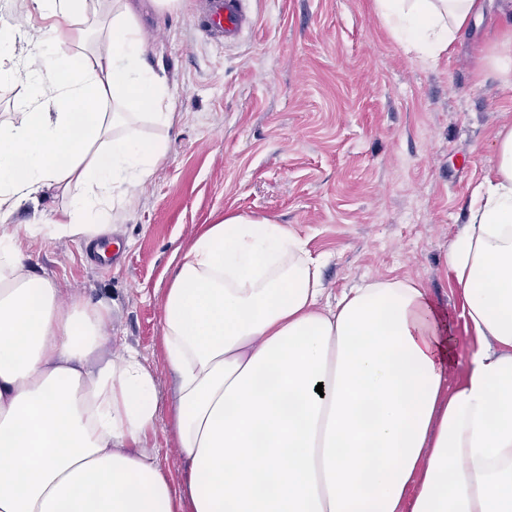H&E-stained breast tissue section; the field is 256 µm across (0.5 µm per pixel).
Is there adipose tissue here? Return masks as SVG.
<instances>
[{
	"mask_svg": "<svg viewBox=\"0 0 512 512\" xmlns=\"http://www.w3.org/2000/svg\"><path fill=\"white\" fill-rule=\"evenodd\" d=\"M33 2L34 21L0 23V84L21 86L19 119L0 122V512H512V126L448 247L477 339L466 362L416 281L322 304L321 262L269 218L224 213L174 249L162 344L175 483L141 447L153 373L132 350L100 358L107 307L61 302L19 245L111 234L110 210L166 152L128 125L170 126L166 80L129 0H113L98 50L81 25L93 0ZM375 6L435 60L486 0ZM58 190L73 197L47 224H13Z\"/></svg>",
	"mask_w": 512,
	"mask_h": 512,
	"instance_id": "obj_1",
	"label": "adipose tissue"
}]
</instances>
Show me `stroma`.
<instances>
[{"mask_svg": "<svg viewBox=\"0 0 512 512\" xmlns=\"http://www.w3.org/2000/svg\"><path fill=\"white\" fill-rule=\"evenodd\" d=\"M256 26L225 44L199 24L206 0L143 12L153 69L167 79L173 124L139 117L168 149L150 180L112 212L101 258L70 238L24 239L35 272L61 297L106 304L112 344L155 375L162 412L142 445L167 476L182 464L168 409L175 378L161 319L173 249L214 214H258L288 225L322 261L325 295L364 280L419 282L453 319L459 352L475 343L448 244L467 222L474 183L495 161L494 137L512 124V85L483 62L499 37L486 14L434 65L396 41L373 0H250Z\"/></svg>", "mask_w": 512, "mask_h": 512, "instance_id": "1", "label": "stroma"}]
</instances>
